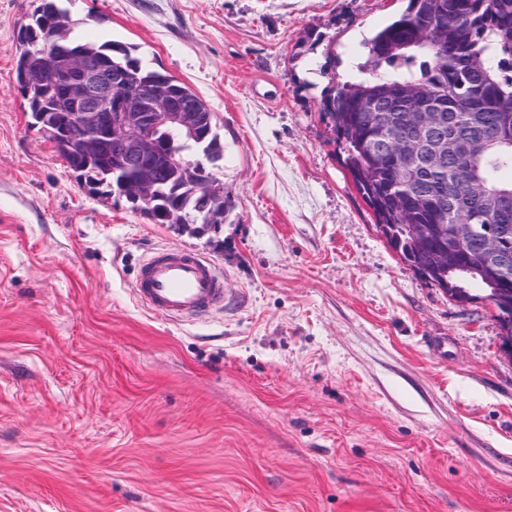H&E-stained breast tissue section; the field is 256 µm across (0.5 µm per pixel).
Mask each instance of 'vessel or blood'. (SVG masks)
<instances>
[{"label":"vessel or blood","mask_w":512,"mask_h":512,"mask_svg":"<svg viewBox=\"0 0 512 512\" xmlns=\"http://www.w3.org/2000/svg\"><path fill=\"white\" fill-rule=\"evenodd\" d=\"M134 295L154 314L176 321L200 319L223 307L224 275L198 253L159 249L139 262Z\"/></svg>","instance_id":"vessel-or-blood-1"}]
</instances>
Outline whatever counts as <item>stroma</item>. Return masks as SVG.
I'll use <instances>...</instances> for the list:
<instances>
[{"instance_id": "stroma-1", "label": "stroma", "mask_w": 512, "mask_h": 512, "mask_svg": "<svg viewBox=\"0 0 512 512\" xmlns=\"http://www.w3.org/2000/svg\"><path fill=\"white\" fill-rule=\"evenodd\" d=\"M38 0H0V512H512V361L377 232L324 111L331 64L406 0H64L195 91L224 222L79 187L15 80ZM181 248L232 292L176 322L133 295Z\"/></svg>"}]
</instances>
